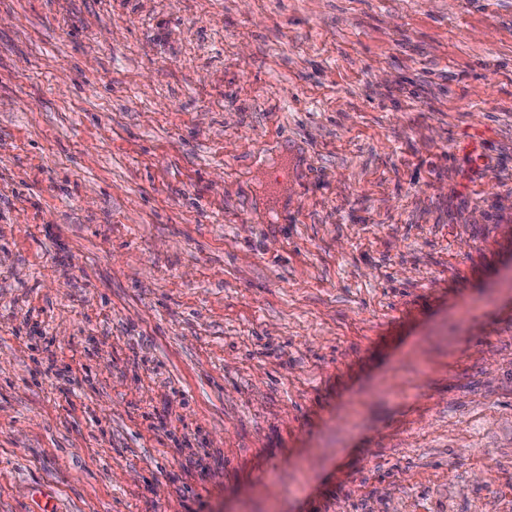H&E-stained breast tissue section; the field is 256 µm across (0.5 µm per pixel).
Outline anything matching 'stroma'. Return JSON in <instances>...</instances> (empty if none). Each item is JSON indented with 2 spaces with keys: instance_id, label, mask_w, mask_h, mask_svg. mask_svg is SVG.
Here are the masks:
<instances>
[{
  "instance_id": "stroma-1",
  "label": "stroma",
  "mask_w": 512,
  "mask_h": 512,
  "mask_svg": "<svg viewBox=\"0 0 512 512\" xmlns=\"http://www.w3.org/2000/svg\"><path fill=\"white\" fill-rule=\"evenodd\" d=\"M0 512H512V0H0Z\"/></svg>"
}]
</instances>
